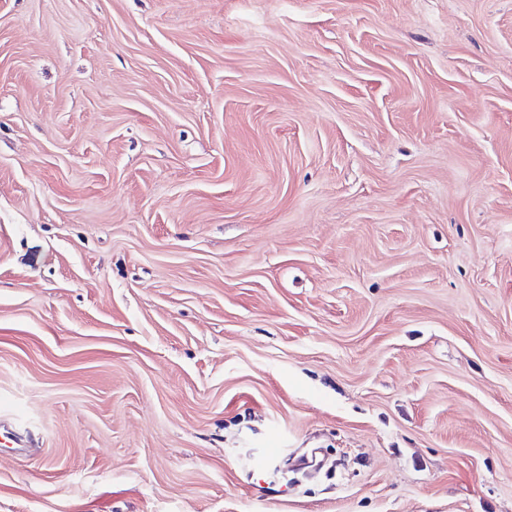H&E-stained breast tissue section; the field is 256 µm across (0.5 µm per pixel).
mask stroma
Masks as SVG:
<instances>
[{
	"label": "stroma",
	"mask_w": 512,
	"mask_h": 512,
	"mask_svg": "<svg viewBox=\"0 0 512 512\" xmlns=\"http://www.w3.org/2000/svg\"><path fill=\"white\" fill-rule=\"evenodd\" d=\"M0 427V512H512V0H0Z\"/></svg>",
	"instance_id": "obj_1"
}]
</instances>
